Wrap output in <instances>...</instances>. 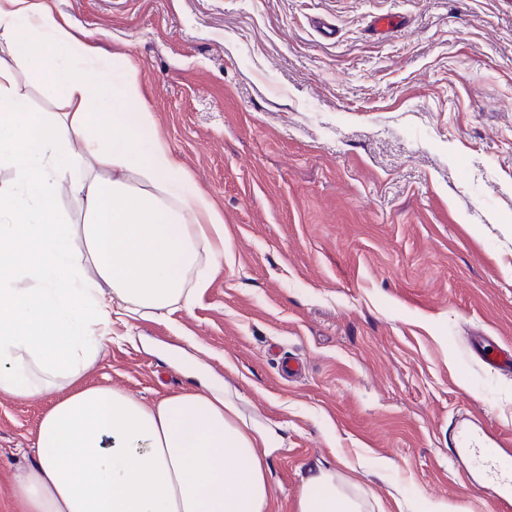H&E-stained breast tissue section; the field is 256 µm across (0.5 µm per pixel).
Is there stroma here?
I'll return each instance as SVG.
<instances>
[{"mask_svg":"<svg viewBox=\"0 0 512 512\" xmlns=\"http://www.w3.org/2000/svg\"><path fill=\"white\" fill-rule=\"evenodd\" d=\"M224 219L192 309L88 375L148 401L223 387L267 438L270 512L309 468L381 512H495L460 441L512 439V0H53ZM381 14L399 24L380 34ZM334 38L322 36L318 22ZM32 116L44 73L17 76ZM0 396V512L61 397ZM387 468H377V460Z\"/></svg>","mask_w":512,"mask_h":512,"instance_id":"1","label":"stroma"}]
</instances>
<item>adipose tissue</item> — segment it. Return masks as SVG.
<instances>
[{"mask_svg":"<svg viewBox=\"0 0 512 512\" xmlns=\"http://www.w3.org/2000/svg\"><path fill=\"white\" fill-rule=\"evenodd\" d=\"M0 395L63 389L11 491L25 512H269L264 435L220 389L152 402L85 384L114 323L190 308L224 256L223 219L107 63L49 0H0ZM49 74L51 116L27 117L16 73ZM79 151H72L73 142ZM81 220L54 205L59 190ZM298 512H368L328 469Z\"/></svg>","mask_w":512,"mask_h":512,"instance_id":"obj_1","label":"adipose tissue"}]
</instances>
